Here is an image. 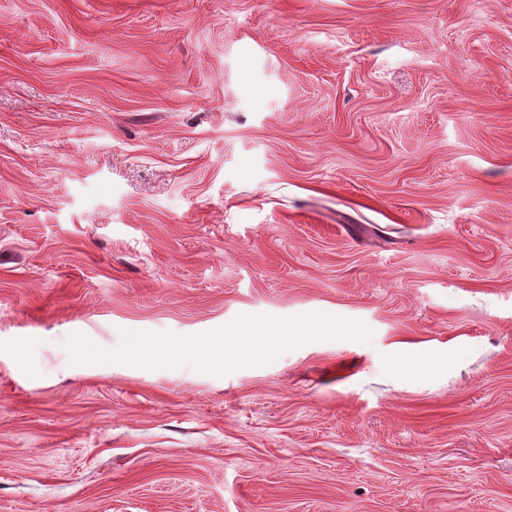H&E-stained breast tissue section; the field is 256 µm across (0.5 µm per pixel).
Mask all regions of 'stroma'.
<instances>
[{"mask_svg": "<svg viewBox=\"0 0 512 512\" xmlns=\"http://www.w3.org/2000/svg\"><path fill=\"white\" fill-rule=\"evenodd\" d=\"M0 512H512V0H0Z\"/></svg>", "mask_w": 512, "mask_h": 512, "instance_id": "35a3bbf8", "label": "stroma"}]
</instances>
